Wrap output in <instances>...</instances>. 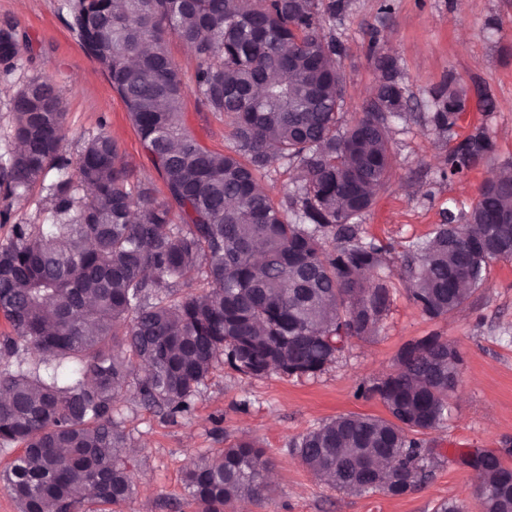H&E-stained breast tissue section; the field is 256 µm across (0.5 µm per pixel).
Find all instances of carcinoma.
<instances>
[{
	"label": "carcinoma",
	"instance_id": "cac0c4a2",
	"mask_svg": "<svg viewBox=\"0 0 512 512\" xmlns=\"http://www.w3.org/2000/svg\"><path fill=\"white\" fill-rule=\"evenodd\" d=\"M85 55L107 73L166 197L130 173L106 128L84 141L76 162L62 152L70 130L62 98L41 75L12 98L16 147L0 164V193L12 202L50 167L46 224H15L0 243V313L11 335L0 359L31 343L33 369L0 370V450L22 452L0 472L20 512H76L89 502L119 507L134 486L128 435L112 418L133 386L140 403L169 419L219 363L248 377L273 371L313 376L335 363L340 332L372 337L391 304L383 273L388 246L359 236V221L388 186L391 120L408 119L392 57L378 63L376 100L344 119V46L325 33L346 0H65ZM190 44L194 83L210 111L225 116L233 148L203 147L184 123V76L170 36ZM19 54L14 29L0 28V66ZM468 90L455 77L435 92L427 116L451 131ZM495 143L482 131L448 151L443 175L483 165ZM295 171L276 203L259 179ZM90 195L77 196V190ZM512 171L485 181L461 221L439 225L408 250L409 300L434 319L461 308L492 263L488 242H512ZM205 288L194 293L197 282ZM398 369L364 382L390 418L342 415L293 443L314 475L346 493L403 496L432 478L438 454L406 431L441 424L463 356L424 336L397 354ZM460 461L481 474L484 512H512L507 470L484 452ZM269 460L238 440L187 470L200 512H224L265 490Z\"/></svg>",
	"mask_w": 512,
	"mask_h": 512
}]
</instances>
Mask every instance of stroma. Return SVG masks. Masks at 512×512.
<instances>
[{
	"label": "stroma",
	"mask_w": 512,
	"mask_h": 512,
	"mask_svg": "<svg viewBox=\"0 0 512 512\" xmlns=\"http://www.w3.org/2000/svg\"><path fill=\"white\" fill-rule=\"evenodd\" d=\"M383 1L349 0L331 32L345 47L347 115L361 111L373 91L381 55L394 58L414 114L393 124L389 185L361 220L364 239L391 247L386 272L393 296L387 317L376 336L352 338L338 361L315 376L273 372L254 378L217 365L199 387L191 411L174 420L141 406L133 387H126L114 404L131 438L128 466L135 484L123 512H198L184 484L186 470L239 439L265 451L273 490L263 501L242 500L224 512H436L448 499L462 502L466 512H482L477 477L460 464V455L491 450L512 467V262L491 264L460 311L434 319L410 302L402 277L405 250L429 238L448 214L464 216L481 184L512 167V0H387V11ZM69 22L63 0H0V28L13 26L20 43L13 70L0 74V157L13 147L10 100L39 73L63 99L72 133L66 145L70 157H77L100 125H108L134 181L164 196V183L124 102L104 70L83 53ZM169 50L184 73L186 125L209 150H230L228 123L197 94L192 52L175 37ZM452 75L468 87L469 100L457 126L441 136L418 116L431 112L434 92ZM484 95L491 102L487 110L480 102ZM479 130L496 144L492 161L464 178H442L449 149ZM57 178V170H49L44 183L13 206L9 220L0 221V242L14 225L46 221L47 186ZM432 334L464 356L444 422L422 435L442 456L433 478L393 497L344 493L312 474L294 453L293 441L341 414L387 417L380 400L358 396L359 385L388 374L406 343Z\"/></svg>",
	"instance_id": "35a3bbf8"
}]
</instances>
